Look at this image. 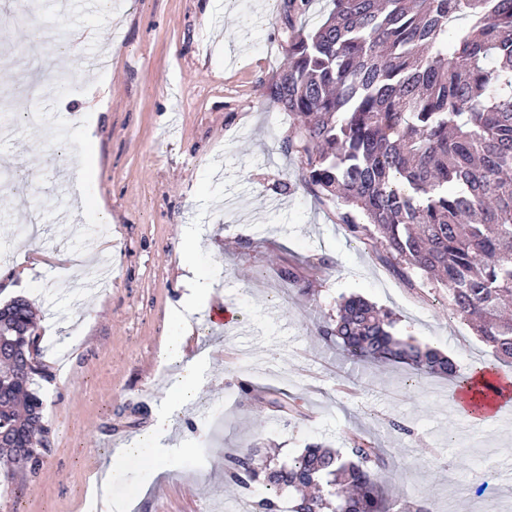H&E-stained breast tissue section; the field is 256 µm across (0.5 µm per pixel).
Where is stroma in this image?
Masks as SVG:
<instances>
[{
    "label": "stroma",
    "instance_id": "stroma-1",
    "mask_svg": "<svg viewBox=\"0 0 512 512\" xmlns=\"http://www.w3.org/2000/svg\"><path fill=\"white\" fill-rule=\"evenodd\" d=\"M282 12L268 0H108L91 11L83 0H0V163L38 188L33 198L0 182V305H32L43 369L39 469L0 474V512H86L110 449L170 408L176 366L161 349L184 293L187 228L199 276L234 319L196 316L184 357L209 383L159 442L166 471L121 466L114 503L206 512L238 497L224 483L228 449L275 448L283 460L315 443L341 452L360 430L391 457L383 489L394 512L418 499L437 512H512V412L475 423L455 402L456 379L355 367L318 334L341 296L359 294L459 373L490 364L512 376L452 314L445 288L397 279L339 223L335 201L302 184L284 149L288 116L270 97L288 58ZM33 109L36 129L22 120ZM84 112L97 144L72 221L65 171L82 162ZM321 257L328 266L310 269ZM243 381L255 399L241 398ZM273 391L295 399L294 414L269 404Z\"/></svg>",
    "mask_w": 512,
    "mask_h": 512
}]
</instances>
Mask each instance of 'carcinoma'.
Returning a JSON list of instances; mask_svg holds the SVG:
<instances>
[{"label": "carcinoma", "instance_id": "1", "mask_svg": "<svg viewBox=\"0 0 512 512\" xmlns=\"http://www.w3.org/2000/svg\"><path fill=\"white\" fill-rule=\"evenodd\" d=\"M284 0L288 66L271 96L291 118L285 142L304 185L336 200L353 237L381 246L401 280L437 278L453 314L494 356L512 364V0H331L303 35ZM392 313L341 297L321 326L352 362L403 363L455 375L438 350L397 337ZM24 299L0 307V431L36 445L43 401L22 370L38 336ZM484 367L459 376L477 399L497 391ZM224 482L266 480L254 512H281L280 491L300 493L291 512H389L379 485L386 453L354 432L348 456L311 445L278 469L252 447L224 456Z\"/></svg>", "mask_w": 512, "mask_h": 512}]
</instances>
